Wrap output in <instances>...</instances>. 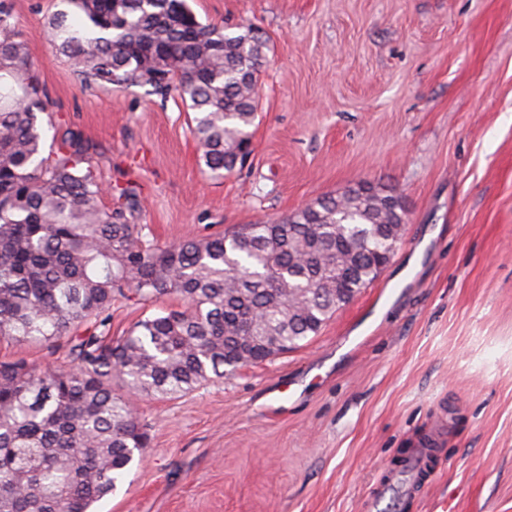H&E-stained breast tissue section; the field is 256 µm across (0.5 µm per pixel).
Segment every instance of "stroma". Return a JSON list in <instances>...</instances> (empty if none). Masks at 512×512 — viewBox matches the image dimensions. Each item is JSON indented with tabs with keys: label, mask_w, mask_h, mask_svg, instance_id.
Wrapping results in <instances>:
<instances>
[{
	"label": "stroma",
	"mask_w": 512,
	"mask_h": 512,
	"mask_svg": "<svg viewBox=\"0 0 512 512\" xmlns=\"http://www.w3.org/2000/svg\"><path fill=\"white\" fill-rule=\"evenodd\" d=\"M260 28L252 154L207 173L180 98L85 85L56 51L54 0H12L50 95L107 191L136 181L161 244L274 222L368 183L403 239L308 344L138 406L151 445L95 512H365L422 442L402 512H512V0H190ZM171 300L113 301L110 336ZM69 364L0 338V361Z\"/></svg>",
	"instance_id": "35a3bbf8"
}]
</instances>
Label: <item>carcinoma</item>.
<instances>
[{
    "label": "carcinoma",
    "instance_id": "cac0c4a2",
    "mask_svg": "<svg viewBox=\"0 0 512 512\" xmlns=\"http://www.w3.org/2000/svg\"><path fill=\"white\" fill-rule=\"evenodd\" d=\"M11 18L0 0V337L65 338L70 366L0 362V512H91L149 447L135 398L183 396L303 346L378 278L405 211L356 187L280 221L154 243L139 185L104 206L81 135L44 123L49 95ZM46 25L83 83L176 93L212 175L241 164L258 106L244 78L266 58L258 28L205 25L188 0H56ZM118 297L183 307L112 339Z\"/></svg>",
    "mask_w": 512,
    "mask_h": 512
}]
</instances>
